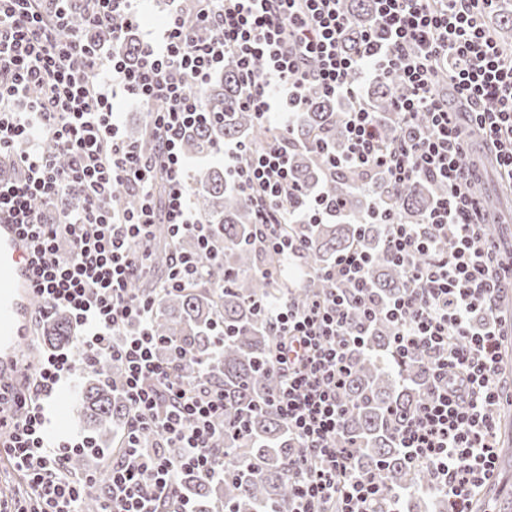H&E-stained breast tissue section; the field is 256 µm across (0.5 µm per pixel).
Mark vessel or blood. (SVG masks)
<instances>
[{"mask_svg":"<svg viewBox=\"0 0 512 512\" xmlns=\"http://www.w3.org/2000/svg\"><path fill=\"white\" fill-rule=\"evenodd\" d=\"M31 246L0 218V380H23L39 362L31 340Z\"/></svg>","mask_w":512,"mask_h":512,"instance_id":"b4317fda","label":"vessel or blood"}]
</instances>
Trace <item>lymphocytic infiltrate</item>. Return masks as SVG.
<instances>
[{"mask_svg": "<svg viewBox=\"0 0 512 512\" xmlns=\"http://www.w3.org/2000/svg\"><path fill=\"white\" fill-rule=\"evenodd\" d=\"M54 2L48 16L40 0H0V159L16 162L15 175L0 179V214L33 241L38 319L64 310L83 338L79 355L44 356L25 387L0 382V431L10 435L0 459L20 473L36 502L31 510L0 494V512H84L88 490L98 485L99 512H157L161 505L194 512L177 489L178 473L191 467L203 479L223 478L215 442L224 435V391L173 375L158 350L179 358L187 352L154 334V301L133 282L158 223L172 238L191 234L207 253H221V241L192 212L182 141L186 129L213 121L203 93L229 56L244 87L241 104L260 121L297 114L312 91L349 102L346 146L329 154V171L375 169L395 187L420 179L446 186L421 223L403 224L392 209L383 211L386 247L406 278L401 295L376 297L370 256L354 247L318 270L330 284L326 293L302 304L282 298L270 308L281 374L271 404L300 448L288 512H324L330 504L334 512H373L383 494L355 470L342 441L348 353L364 334L352 322L357 314L369 322L392 317L394 354L427 351L432 385L397 445L409 463L427 469L450 512H471L476 491L497 477L502 388L495 372L500 341L512 332V321L496 311L512 290V261L479 230L483 203L472 185L480 173L466 162L470 135L479 132L501 176L512 179V53L486 25L497 0H376L379 25L355 56L340 47L349 24L342 0H170L167 25L142 43L133 67L67 31L65 0ZM85 2L88 26L119 34L139 22L138 0ZM384 73L405 85L395 104L398 139L387 147L363 94ZM441 73L466 113L442 100ZM32 88L40 99L29 97ZM118 90L152 105L153 156L123 137L112 103ZM42 139L55 142L58 156L37 148ZM22 142L32 148L20 154ZM224 169L256 208L257 242L300 259L305 242L282 231L295 223L291 201L302 192L287 150L238 143L225 150ZM118 185L139 194L136 209H113ZM37 199L55 205L54 216L38 212ZM105 360L124 371L130 415L121 451L107 476L75 478L70 459L92 441L48 444L44 404L63 374ZM172 448L179 456H169Z\"/></svg>", "mask_w": 512, "mask_h": 512, "instance_id": "obj_1", "label": "lymphocytic infiltrate"}]
</instances>
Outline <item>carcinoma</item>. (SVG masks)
Here are the masks:
<instances>
[{"label":"carcinoma","instance_id":"obj_1","mask_svg":"<svg viewBox=\"0 0 512 512\" xmlns=\"http://www.w3.org/2000/svg\"><path fill=\"white\" fill-rule=\"evenodd\" d=\"M349 17L342 46L357 54L361 34L378 24L375 0H343ZM71 31L80 33L94 46L118 50L130 64L138 61L139 42L133 29L120 37L110 29L88 30L83 6H68ZM493 36L507 41L512 36V12L497 15ZM403 92L399 78L385 74L375 79L367 92L370 111L377 113L381 138L392 143L398 136L395 103ZM208 111L221 112L224 121L186 131L183 152L190 158L208 153L222 139L260 148L272 141L288 144V158L302 191L321 194L336 204V214L319 224H294L286 231L308 243L301 258L304 268H322L351 247L372 256L368 279L377 296L389 299L403 292L401 267L385 247L386 226L367 224L373 206L389 200L404 224H418L434 201L444 192L436 181H420L392 188L375 170H343L328 174L325 157L311 148L318 138L326 152L340 149L344 140V104L312 92L289 128L275 136L255 116L239 105L240 79L234 60L224 63L222 75L204 91ZM194 206L205 223L213 225L224 241L223 256L214 260L202 252L194 239L169 242L167 226L155 228V246L149 270L133 288L156 298L151 320L156 335L177 341L189 358L176 372L224 387V479H201L192 471L179 473L181 490L190 497L195 512H288L293 490L289 460L295 458L297 443L288 426L268 406L280 374L273 366L278 337L262 311V305L286 294L301 302L320 295L329 283L304 277L305 286L288 288V270L283 277H265L262 268L281 265L271 252L253 244L256 231L254 207L232 189L224 170L209 167L194 175ZM137 195L125 186L112 192V206L120 211L135 207ZM179 251L194 259L201 273L197 281L181 288L163 289L168 257ZM395 328L379 319L363 336L364 346L350 353V372L345 395L350 410L345 417L344 438L351 444L356 469L382 484L397 496L402 512H425L436 500L440 512H448V501L432 487L426 475L411 466L397 447L396 433L413 417L429 388L428 355L415 349L406 358L391 352ZM42 342L51 347L67 346L74 340L73 324L55 310L42 322ZM112 383L95 380L81 398V413L102 436L117 438L129 417L127 402L112 387L122 374L107 362ZM499 469H512V435L500 440Z\"/></svg>","mask_w":512,"mask_h":512}]
</instances>
